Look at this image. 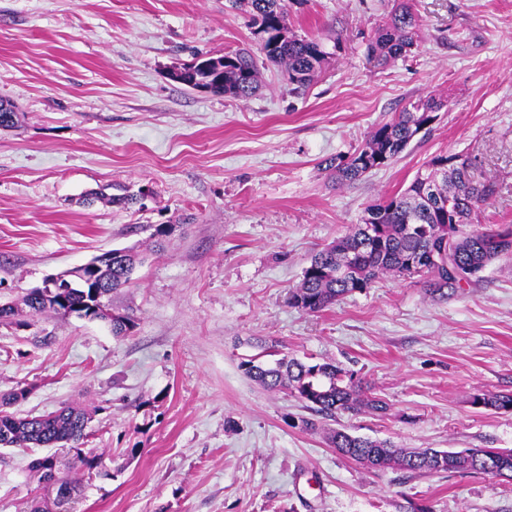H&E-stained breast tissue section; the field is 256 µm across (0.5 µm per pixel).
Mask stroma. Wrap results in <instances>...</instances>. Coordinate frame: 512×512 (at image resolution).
<instances>
[{"label":"stroma","instance_id":"obj_1","mask_svg":"<svg viewBox=\"0 0 512 512\" xmlns=\"http://www.w3.org/2000/svg\"><path fill=\"white\" fill-rule=\"evenodd\" d=\"M397 0H296V35L331 50L314 84L281 71L238 99L181 85L172 67L256 46L227 0H0V100L21 119L0 129V302L112 249L145 252L112 305L135 329L31 317L0 323V394L14 413L67 403L92 414L77 476L56 512H512L491 476L369 469L331 448L327 428L402 448H512V415L471 404L512 391V260L442 298L423 277H387L322 312L288 303L311 255L405 189L439 154L471 160L496 193L476 229L512 224V0H412L415 45L388 66L366 44ZM437 120L390 165L337 184L326 158L353 151L378 122L425 95ZM128 209L93 190L138 193ZM173 230L156 247V225ZM50 332L40 342L38 330ZM333 362L385 400V416L311 418L286 389L241 364L256 355ZM32 453L0 449V512H27L43 489Z\"/></svg>","mask_w":512,"mask_h":512}]
</instances>
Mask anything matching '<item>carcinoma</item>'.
<instances>
[{
    "label": "carcinoma",
    "mask_w": 512,
    "mask_h": 512,
    "mask_svg": "<svg viewBox=\"0 0 512 512\" xmlns=\"http://www.w3.org/2000/svg\"><path fill=\"white\" fill-rule=\"evenodd\" d=\"M250 16L253 35L268 64L278 67L295 89L311 85L328 57L315 38H302L289 27V4L295 0H229ZM417 18L403 3L389 21L379 27L367 46L380 66L405 56L413 46ZM178 80L192 89L245 99L259 87L257 61L248 49L195 62L180 68ZM442 103L434 96L409 103L390 119L375 125L361 143L346 155L326 160L336 182L353 184L366 174L397 159L414 140L419 128L435 119ZM494 185L471 173L466 159L457 154H439L425 172L415 175L409 186L382 202L367 205L359 223L316 252L304 270L300 284L289 292L288 302L307 313H319L345 296L372 287L390 275L399 278L423 276L432 293L442 297L457 292L479 278L494 260L512 255V240L493 242L496 231L465 232L472 214L486 205ZM88 199L127 208L138 202L134 194L108 195L91 192ZM144 257L132 250L96 271H85L61 291L43 286L32 289L23 304L34 315L67 318L76 311L88 320H108L112 335L122 337L134 330L136 317L112 309V295L131 283ZM245 375L268 390L286 387L305 407L324 418L338 413L385 415L389 404L362 389L353 372L333 363H312L287 355L267 363L258 357L241 363ZM25 399V390L0 395V448H67L88 470L100 457L84 452L91 413L80 406L65 405L39 416H19L7 407ZM475 407L496 413H512V392L475 393ZM328 444L340 455L369 468L394 467L406 472H469L512 481V448H466L462 451L435 448H398L388 441L356 436L345 429L326 432ZM40 478L50 476L58 484L61 499L75 491L77 480L56 469L54 456L31 461Z\"/></svg>",
    "instance_id": "carcinoma-1"
}]
</instances>
